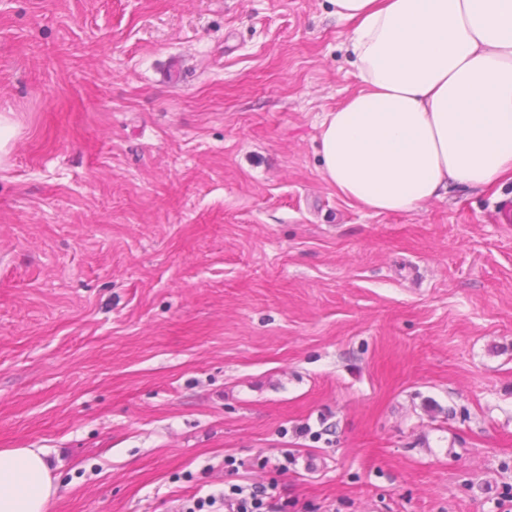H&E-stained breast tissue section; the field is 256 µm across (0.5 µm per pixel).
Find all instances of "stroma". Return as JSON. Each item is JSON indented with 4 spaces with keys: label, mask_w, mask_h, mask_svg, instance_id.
Instances as JSON below:
<instances>
[{
    "label": "stroma",
    "mask_w": 512,
    "mask_h": 512,
    "mask_svg": "<svg viewBox=\"0 0 512 512\" xmlns=\"http://www.w3.org/2000/svg\"><path fill=\"white\" fill-rule=\"evenodd\" d=\"M350 32L330 0H0V448L61 457L51 512L512 495V181L339 197ZM199 511L207 506L208 512H290L295 503L283 495L275 482H244L232 484L220 494L197 498ZM216 504L220 508L213 510Z\"/></svg>",
    "instance_id": "35a3bbf8"
}]
</instances>
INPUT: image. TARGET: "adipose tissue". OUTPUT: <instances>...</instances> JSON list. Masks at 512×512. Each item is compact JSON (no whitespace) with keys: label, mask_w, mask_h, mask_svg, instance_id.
Listing matches in <instances>:
<instances>
[{"label":"adipose tissue","mask_w":512,"mask_h":512,"mask_svg":"<svg viewBox=\"0 0 512 512\" xmlns=\"http://www.w3.org/2000/svg\"><path fill=\"white\" fill-rule=\"evenodd\" d=\"M360 87L326 114L322 175L376 213L512 180V0H330ZM42 448H0V512H49Z\"/></svg>","instance_id":"ef3b65f1"}]
</instances>
